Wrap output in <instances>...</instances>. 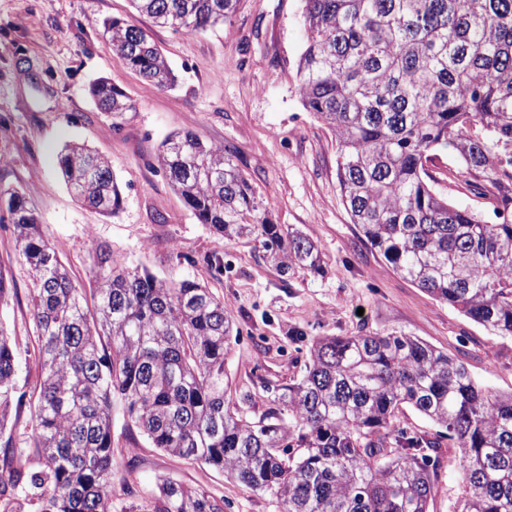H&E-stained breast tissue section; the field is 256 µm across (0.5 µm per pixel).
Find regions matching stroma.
<instances>
[{
  "label": "stroma",
  "mask_w": 512,
  "mask_h": 512,
  "mask_svg": "<svg viewBox=\"0 0 512 512\" xmlns=\"http://www.w3.org/2000/svg\"><path fill=\"white\" fill-rule=\"evenodd\" d=\"M302 0H240L226 22L201 33L173 32L135 15L129 0H0V188L22 193L74 283L87 287L91 249L105 244L131 267L169 281L191 279L223 297L239 338L226 370L237 391H251L255 413L269 391L300 377L316 336L403 332L447 351L491 391L512 393V337L497 336L434 299L391 265L352 224L336 179L332 132L302 105L297 67L306 46ZM148 29L173 68L160 90L131 70L102 35L105 20ZM105 77L135 109L120 129L88 89ZM191 131L221 145L248 176L273 223L301 231L320 248L324 271L285 275L259 243L224 242L185 208L154 158L163 140ZM79 143L107 157L122 186L123 208L104 215L84 206L58 159ZM450 203L483 220L485 198L472 194L454 158L434 161ZM0 208V276L13 292L0 325L19 348L34 342L30 276ZM220 258L222 276L208 262ZM112 490L149 500L160 477L224 498L226 512H273L267 496L214 468L172 458L112 411ZM434 512H454L463 491L458 454L443 445Z\"/></svg>",
  "instance_id": "1"
}]
</instances>
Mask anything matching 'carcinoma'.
Listing matches in <instances>:
<instances>
[{"label":"carcinoma","mask_w":512,"mask_h":512,"mask_svg":"<svg viewBox=\"0 0 512 512\" xmlns=\"http://www.w3.org/2000/svg\"><path fill=\"white\" fill-rule=\"evenodd\" d=\"M159 27L198 33L239 0H131ZM298 65L304 108L333 132L337 184L353 223L394 271L486 330L512 336V0H303ZM127 65L155 87L175 76L151 36L104 26ZM121 125L134 105L105 79L90 86ZM452 152L496 189V222L448 202L428 163ZM155 161L201 224L258 241L286 274L319 272L322 254L268 217L222 146L187 131ZM65 181L108 215L123 195L111 162L67 146ZM32 286L40 390L25 403L16 337L0 325V435L30 407L32 449L0 446V512H114L112 409L179 460L204 463L265 495L275 512H430L440 439L456 449L455 512H512V394L496 395L448 353L402 332L320 336L303 375L259 418L233 397L225 361L233 320L200 283L168 282L92 248L89 291L73 285L23 194L0 189ZM404 406L441 428L400 426ZM120 512H224V498L159 480Z\"/></svg>","instance_id":"1"}]
</instances>
